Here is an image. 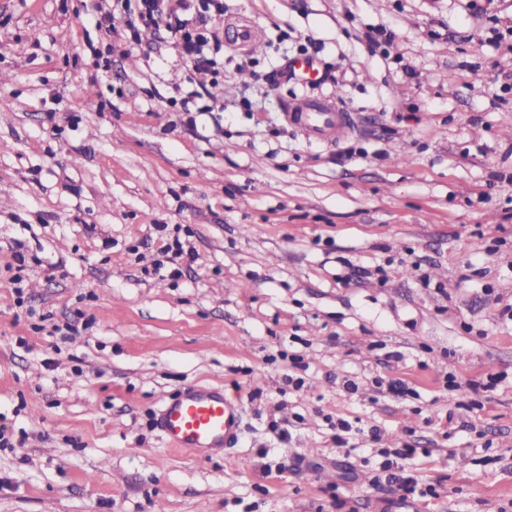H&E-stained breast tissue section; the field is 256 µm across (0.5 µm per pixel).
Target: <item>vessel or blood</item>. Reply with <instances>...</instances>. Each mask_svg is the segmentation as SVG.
Returning <instances> with one entry per match:
<instances>
[{
	"mask_svg": "<svg viewBox=\"0 0 512 512\" xmlns=\"http://www.w3.org/2000/svg\"><path fill=\"white\" fill-rule=\"evenodd\" d=\"M288 120L304 136L325 142L342 138L350 129L333 103L291 104ZM245 409L229 401L223 388L190 386L166 400L157 412V425L169 448L209 456L235 447Z\"/></svg>",
	"mask_w": 512,
	"mask_h": 512,
	"instance_id": "obj_1",
	"label": "vessel or blood"
}]
</instances>
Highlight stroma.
I'll list each match as a JSON object with an SVG mask.
<instances>
[{
	"label": "stroma",
	"instance_id": "stroma-1",
	"mask_svg": "<svg viewBox=\"0 0 512 512\" xmlns=\"http://www.w3.org/2000/svg\"><path fill=\"white\" fill-rule=\"evenodd\" d=\"M108 8L0 0V512H512V0H224L213 112L166 27L96 70ZM191 385L236 448L169 450ZM287 112L288 121L297 126L306 137L324 142L338 141L351 128V120L341 119L342 112H336V106L328 101L321 103H293ZM244 413L223 388L190 386L160 406L157 425L170 450L209 456L235 447Z\"/></svg>",
	"mask_w": 512,
	"mask_h": 512
}]
</instances>
